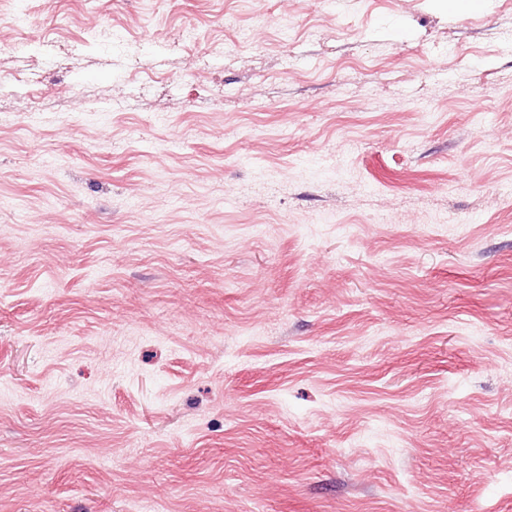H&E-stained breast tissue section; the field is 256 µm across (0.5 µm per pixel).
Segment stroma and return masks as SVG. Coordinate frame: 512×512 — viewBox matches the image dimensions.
Returning a JSON list of instances; mask_svg holds the SVG:
<instances>
[{
	"instance_id": "obj_1",
	"label": "stroma",
	"mask_w": 512,
	"mask_h": 512,
	"mask_svg": "<svg viewBox=\"0 0 512 512\" xmlns=\"http://www.w3.org/2000/svg\"><path fill=\"white\" fill-rule=\"evenodd\" d=\"M0 9V512H512V0Z\"/></svg>"
}]
</instances>
